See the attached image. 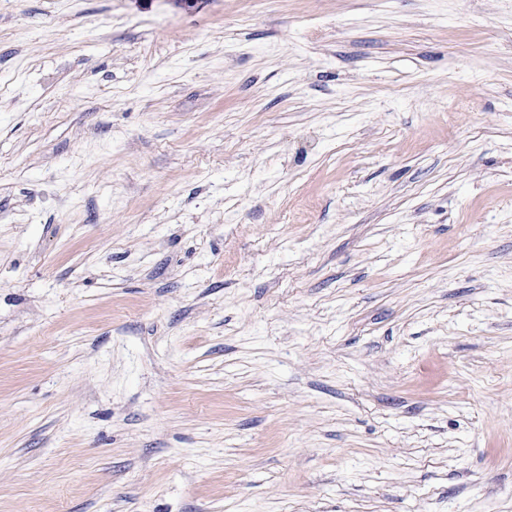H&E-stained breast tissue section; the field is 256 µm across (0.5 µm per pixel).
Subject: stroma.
Returning <instances> with one entry per match:
<instances>
[{
    "label": "stroma",
    "instance_id": "35a3bbf8",
    "mask_svg": "<svg viewBox=\"0 0 512 512\" xmlns=\"http://www.w3.org/2000/svg\"><path fill=\"white\" fill-rule=\"evenodd\" d=\"M0 512H512V0H0Z\"/></svg>",
    "mask_w": 512,
    "mask_h": 512
}]
</instances>
